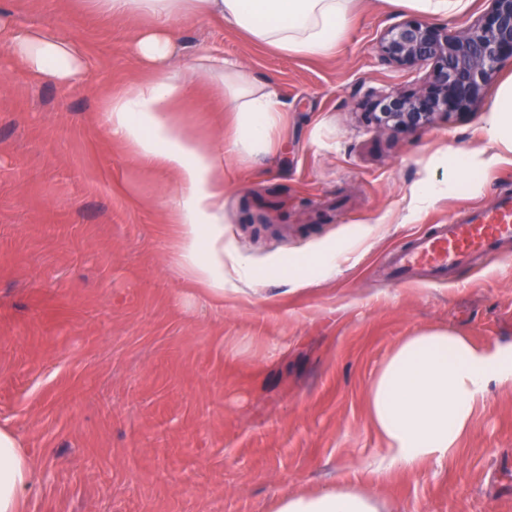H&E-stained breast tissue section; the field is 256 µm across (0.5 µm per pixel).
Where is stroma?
<instances>
[{
	"mask_svg": "<svg viewBox=\"0 0 512 512\" xmlns=\"http://www.w3.org/2000/svg\"><path fill=\"white\" fill-rule=\"evenodd\" d=\"M16 26L81 41L90 67L63 90L0 46V426L36 463L21 512H272L291 490L353 484L380 512H512V387H492L448 466L378 479L366 386L393 346L435 327L512 343V244L447 284L393 285L388 252L512 191V151L485 100L417 133L367 121L369 91L418 90L429 66L384 62L390 26L423 13L356 0L334 54L282 53L215 18L175 21L178 52H219L286 104L272 152L225 154L224 246L256 270L224 274L205 305L176 272L172 175L111 142L112 88L147 77L146 24L87 0H0ZM176 120L213 146L229 133L214 86ZM457 151L495 156L479 187L421 198ZM333 273L321 272L328 251Z\"/></svg>",
	"mask_w": 512,
	"mask_h": 512,
	"instance_id": "stroma-1",
	"label": "stroma"
}]
</instances>
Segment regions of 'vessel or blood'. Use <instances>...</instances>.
Instances as JSON below:
<instances>
[{
    "mask_svg": "<svg viewBox=\"0 0 512 512\" xmlns=\"http://www.w3.org/2000/svg\"><path fill=\"white\" fill-rule=\"evenodd\" d=\"M512 240V193L490 209L475 212L470 222L435 225L432 232L414 236L387 256L393 280L412 281L426 273L435 283L470 264L473 258H493L500 246Z\"/></svg>",
    "mask_w": 512,
    "mask_h": 512,
    "instance_id": "1",
    "label": "vessel or blood"
}]
</instances>
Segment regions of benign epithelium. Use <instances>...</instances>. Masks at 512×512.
Segmentation results:
<instances>
[{
    "instance_id": "1",
    "label": "benign epithelium",
    "mask_w": 512,
    "mask_h": 512,
    "mask_svg": "<svg viewBox=\"0 0 512 512\" xmlns=\"http://www.w3.org/2000/svg\"><path fill=\"white\" fill-rule=\"evenodd\" d=\"M489 2L462 32L420 19L386 29L378 43L384 61L408 68L429 63L431 69L415 92L371 93V119L417 132L481 104L495 73L512 62V0Z\"/></svg>"
}]
</instances>
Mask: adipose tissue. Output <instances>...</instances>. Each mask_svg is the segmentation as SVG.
Returning <instances> with one entry per match:
<instances>
[{"label": "adipose tissue", "instance_id": "1", "mask_svg": "<svg viewBox=\"0 0 512 512\" xmlns=\"http://www.w3.org/2000/svg\"><path fill=\"white\" fill-rule=\"evenodd\" d=\"M107 13L150 18L135 52L155 78L112 92L102 117L110 139L131 147L141 163L171 173L176 189L168 200L178 226L174 249L181 275L199 286L203 300L224 296V268L243 279L250 265L224 254V164L211 145L172 117L178 101L199 82L213 84L234 121L227 141L232 153L270 152L282 102L273 86H257L237 62L214 54L184 66L176 55L173 19L219 17L252 41L283 53L324 56L335 52L351 20L352 0H97ZM0 44L9 62L28 77L60 87L80 83L89 59L83 44L38 28L16 27L0 14ZM512 386V344L480 345L453 329L429 328L402 337L369 379L367 416L384 443L370 470L385 478L425 463L456 459L490 385ZM36 464L16 435L0 427V512H20L34 482ZM272 512H380L369 492L329 486L293 491Z\"/></svg>", "mask_w": 512, "mask_h": 512}]
</instances>
